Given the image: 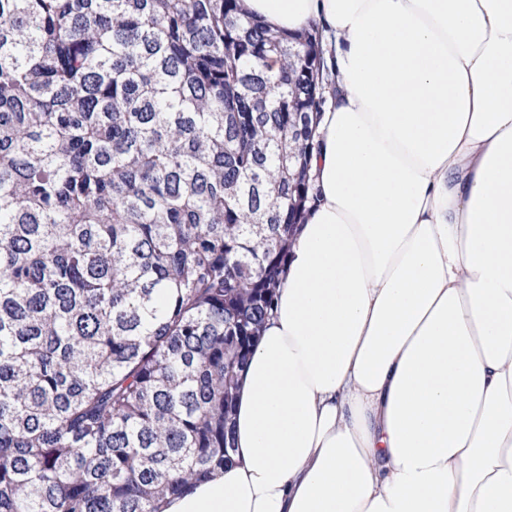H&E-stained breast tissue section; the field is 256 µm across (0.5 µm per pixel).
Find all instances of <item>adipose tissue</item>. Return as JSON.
<instances>
[{
    "label": "adipose tissue",
    "instance_id": "ef3b65f1",
    "mask_svg": "<svg viewBox=\"0 0 512 512\" xmlns=\"http://www.w3.org/2000/svg\"><path fill=\"white\" fill-rule=\"evenodd\" d=\"M241 4L332 94L235 462L166 512H512V0Z\"/></svg>",
    "mask_w": 512,
    "mask_h": 512
}]
</instances>
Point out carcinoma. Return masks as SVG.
<instances>
[{
  "label": "carcinoma",
  "mask_w": 512,
  "mask_h": 512,
  "mask_svg": "<svg viewBox=\"0 0 512 512\" xmlns=\"http://www.w3.org/2000/svg\"><path fill=\"white\" fill-rule=\"evenodd\" d=\"M328 72L239 0H0V512L224 469Z\"/></svg>",
  "instance_id": "obj_1"
}]
</instances>
